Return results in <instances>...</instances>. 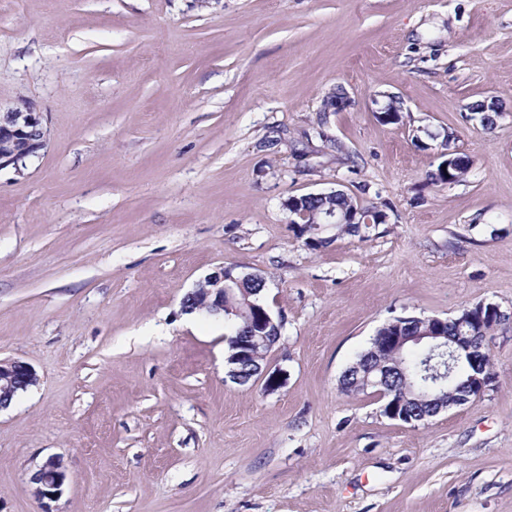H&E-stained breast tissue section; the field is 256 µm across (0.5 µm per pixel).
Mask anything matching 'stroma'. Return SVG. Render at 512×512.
Masks as SVG:
<instances>
[{
	"mask_svg": "<svg viewBox=\"0 0 512 512\" xmlns=\"http://www.w3.org/2000/svg\"><path fill=\"white\" fill-rule=\"evenodd\" d=\"M15 108L46 145L0 169V360L39 382L0 411V512H41L50 455L55 512H512V322L418 426L339 390L392 317L512 313V0H0ZM334 189L387 221L310 249L286 204ZM225 267L284 318L277 391L181 310ZM68 479L61 457L50 455L31 472L28 482L33 495L45 504L43 512L51 511L50 503L57 501L64 492Z\"/></svg>",
	"mask_w": 512,
	"mask_h": 512,
	"instance_id": "35a3bbf8",
	"label": "stroma"
}]
</instances>
